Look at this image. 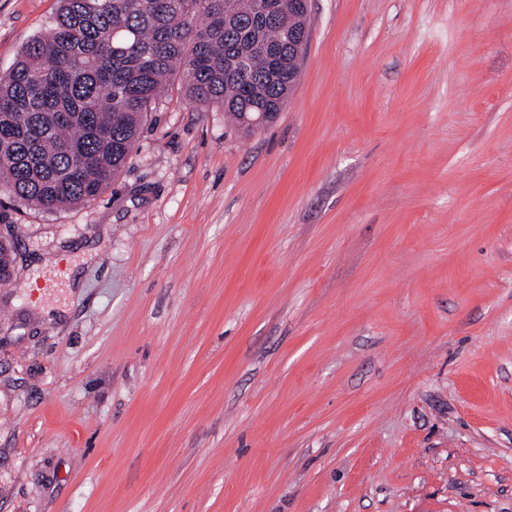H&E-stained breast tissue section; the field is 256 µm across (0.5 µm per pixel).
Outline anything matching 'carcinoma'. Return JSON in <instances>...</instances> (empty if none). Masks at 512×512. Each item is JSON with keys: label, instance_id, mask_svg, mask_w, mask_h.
Returning <instances> with one entry per match:
<instances>
[{"label": "carcinoma", "instance_id": "obj_1", "mask_svg": "<svg viewBox=\"0 0 512 512\" xmlns=\"http://www.w3.org/2000/svg\"><path fill=\"white\" fill-rule=\"evenodd\" d=\"M59 0L52 29L0 75V181L43 209L88 203L121 174L165 83L245 133L274 123L309 35L307 0ZM266 114L262 122L257 113ZM14 250L0 241V276Z\"/></svg>", "mask_w": 512, "mask_h": 512}]
</instances>
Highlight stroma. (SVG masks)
<instances>
[{
  "label": "stroma",
  "instance_id": "1",
  "mask_svg": "<svg viewBox=\"0 0 512 512\" xmlns=\"http://www.w3.org/2000/svg\"><path fill=\"white\" fill-rule=\"evenodd\" d=\"M307 21L272 125L177 72L97 199L0 191V512H512V0Z\"/></svg>",
  "mask_w": 512,
  "mask_h": 512
}]
</instances>
